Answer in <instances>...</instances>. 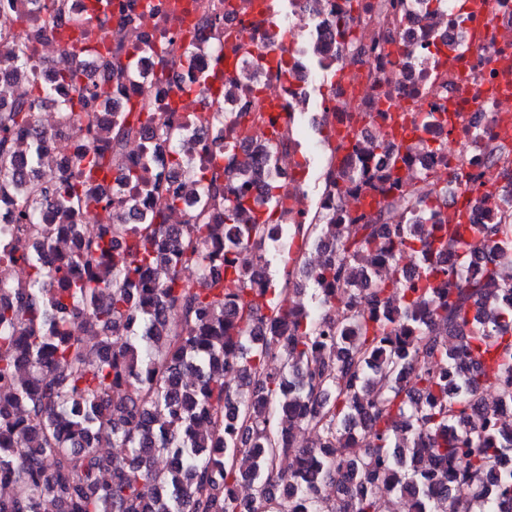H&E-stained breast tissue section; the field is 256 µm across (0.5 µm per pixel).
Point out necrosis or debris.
Segmentation results:
<instances>
[{
  "label": "necrosis or debris",
  "instance_id": "1",
  "mask_svg": "<svg viewBox=\"0 0 512 512\" xmlns=\"http://www.w3.org/2000/svg\"><path fill=\"white\" fill-rule=\"evenodd\" d=\"M286 0L281 24H273L271 0H110L102 43L111 44L112 33L126 22L151 37L162 48V60L146 57L143 68L155 72L164 66L166 82L145 85L140 79L112 81L115 109L150 103L162 119L190 127L186 147L191 156L208 157L216 138L224 133L223 116L238 117L252 99H259L262 121L239 123V152L256 154L260 140L283 130L284 103L307 113L312 127L333 131L352 114L422 112L459 115L460 125L448 138L449 154L471 155L469 135L492 119L512 115V0H447L445 8L428 14L411 0L405 19L389 14L388 0ZM99 0H68L65 11L49 23L35 27L30 38L37 50L39 82H53L57 73L78 67L91 81L107 72L100 60L69 55L67 40L76 35L78 21L96 11ZM345 16L351 39L370 43L379 29L394 32L381 54L365 53L357 61L346 59L336 36V19ZM288 40H280L281 27ZM200 48L196 74L180 66L188 43ZM336 77L323 87L326 68ZM326 88L320 112L308 110L312 93ZM41 165L55 182L77 172L79 157L94 150L95 142L83 139L53 113L43 128ZM153 143L152 160L143 169V181L174 178L185 203L170 211L172 224L186 223L195 209L193 187L184 176L174 175L169 163L170 142L157 129L147 128L121 148L123 159H137L142 146ZM277 171L282 183L284 221H305L311 206L329 212L359 208L373 215L375 203L363 192L343 198L319 196L311 200L308 171L297 153L281 154Z\"/></svg>",
  "mask_w": 512,
  "mask_h": 512
}]
</instances>
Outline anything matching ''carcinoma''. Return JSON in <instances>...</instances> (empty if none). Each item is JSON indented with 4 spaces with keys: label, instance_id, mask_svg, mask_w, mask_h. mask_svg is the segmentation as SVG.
<instances>
[{
    "label": "carcinoma",
    "instance_id": "1",
    "mask_svg": "<svg viewBox=\"0 0 512 512\" xmlns=\"http://www.w3.org/2000/svg\"><path fill=\"white\" fill-rule=\"evenodd\" d=\"M0 7L3 22L33 19ZM95 23L82 19L72 53ZM0 51L31 79L26 97L0 106V197L17 205L15 223L0 225V265L27 268L22 283L0 275V485L13 488L0 512H380L384 495L417 512H496L512 497V471H495L512 456L497 415L512 405L511 193L469 172L442 220L448 184L427 172L409 183L402 169L424 151L450 164L447 145L420 138L386 162L358 143L324 183L338 198L375 192L378 211L285 224L275 163L296 141L260 142L269 164L258 168L235 153L227 118L224 170L206 173L172 147L199 192L186 224H167L179 190L156 181L163 203L142 223L84 233L71 220L101 202L94 175L157 113L120 112L102 128L94 113L112 108L106 87L66 69L57 99L35 78L31 43L18 36ZM153 53L141 41L111 54L112 76L140 77ZM49 103L99 144L62 186L39 172ZM21 135L31 136L26 183L13 168ZM473 150L512 178V150L494 128ZM258 180L261 202L250 194ZM48 200L61 223H40ZM478 207L492 222H470ZM58 236L72 249L49 269L30 242L45 251ZM297 241L328 257L317 267L291 259L282 281L255 278L270 249ZM403 257L417 280H405ZM187 266L201 287L184 282ZM308 428L318 445L295 443ZM434 459L448 464L440 490L426 476Z\"/></svg>",
    "mask_w": 512,
    "mask_h": 512
}]
</instances>
